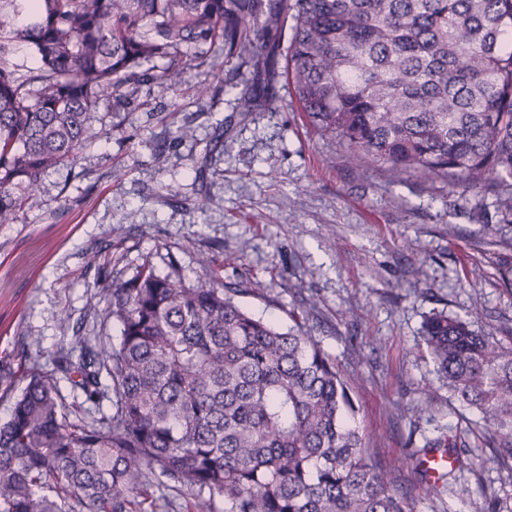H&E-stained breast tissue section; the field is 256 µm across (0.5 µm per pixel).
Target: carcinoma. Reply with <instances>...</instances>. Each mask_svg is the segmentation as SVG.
I'll use <instances>...</instances> for the list:
<instances>
[{
  "label": "carcinoma",
  "instance_id": "cac0c4a2",
  "mask_svg": "<svg viewBox=\"0 0 512 512\" xmlns=\"http://www.w3.org/2000/svg\"><path fill=\"white\" fill-rule=\"evenodd\" d=\"M0 0V224L75 161L101 105L181 85L183 59L224 56L239 112L286 85L352 163L463 184L512 216V0ZM291 34H286V31ZM24 45L37 65L16 61ZM215 274L182 281L148 259L100 289L97 322L55 369L28 368L0 425V512H414L353 424L350 389L305 319L286 331ZM421 341L448 395L512 456V339L432 312ZM65 378L83 400L69 405ZM109 399V410L103 400Z\"/></svg>",
  "mask_w": 512,
  "mask_h": 512
}]
</instances>
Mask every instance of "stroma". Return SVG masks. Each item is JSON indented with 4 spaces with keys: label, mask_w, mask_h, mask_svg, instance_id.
Segmentation results:
<instances>
[{
    "label": "stroma",
    "mask_w": 512,
    "mask_h": 512,
    "mask_svg": "<svg viewBox=\"0 0 512 512\" xmlns=\"http://www.w3.org/2000/svg\"><path fill=\"white\" fill-rule=\"evenodd\" d=\"M278 95L277 109L240 115L223 66L208 62L178 89L141 86L0 224V423L32 361L52 366L76 335H91L85 304L105 280L172 259L193 284L206 276L203 251L224 284L261 281L240 303L280 329L318 298L306 326L350 388L367 452L415 512L512 507V458L485 447L478 414L440 387L419 337L424 315L442 310L482 334L512 330V223L478 190L347 164L286 86ZM184 125L194 139H175ZM105 250L118 259L102 269L92 257ZM31 336L39 349H27ZM436 439L464 456L429 499L420 463ZM464 484L473 493L462 500Z\"/></svg>",
    "instance_id": "1"
}]
</instances>
